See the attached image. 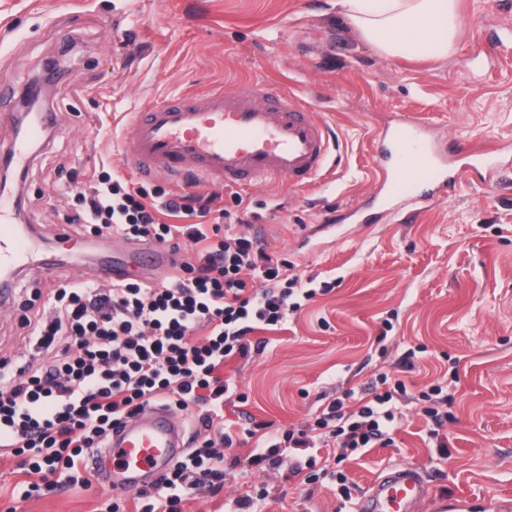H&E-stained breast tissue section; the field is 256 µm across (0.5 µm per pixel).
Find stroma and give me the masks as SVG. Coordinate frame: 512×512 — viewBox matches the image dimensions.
<instances>
[{
  "instance_id": "obj_1",
  "label": "stroma",
  "mask_w": 512,
  "mask_h": 512,
  "mask_svg": "<svg viewBox=\"0 0 512 512\" xmlns=\"http://www.w3.org/2000/svg\"><path fill=\"white\" fill-rule=\"evenodd\" d=\"M459 9L454 54L407 59L360 40L336 0H0V78L23 84L62 44L75 46V76L48 90L56 130L24 184L25 222L57 253L77 249L58 236L78 173L103 162L132 177L109 139L154 101L225 86L284 90L330 129L328 166L307 188L207 187L225 206L237 196L263 206L262 225L235 232L264 237L289 274L333 285L269 333L264 351L225 364L247 400L226 404L224 419L297 428L384 373L407 386L396 444L341 462L354 483L347 502L336 485L304 484L284 466L228 467L221 493L187 500L183 512H224L254 487L270 492L262 512H353L398 464L430 487L415 512L457 495L469 512H512V0H459ZM411 115L436 155L468 171L454 192L422 203L377 196L373 174L377 136ZM484 151L500 168L491 179L470 168ZM94 278L90 259L16 276L0 306V364L27 352L26 306L50 317L55 281ZM435 384L448 396L444 454L428 443L418 399ZM110 495L66 489L19 512H96Z\"/></svg>"
}]
</instances>
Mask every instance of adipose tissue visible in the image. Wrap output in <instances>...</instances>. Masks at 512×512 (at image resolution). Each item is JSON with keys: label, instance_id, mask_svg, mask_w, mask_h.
<instances>
[{"label": "adipose tissue", "instance_id": "adipose-tissue-1", "mask_svg": "<svg viewBox=\"0 0 512 512\" xmlns=\"http://www.w3.org/2000/svg\"><path fill=\"white\" fill-rule=\"evenodd\" d=\"M348 26L387 57L455 50L461 37L458 0H336Z\"/></svg>", "mask_w": 512, "mask_h": 512}]
</instances>
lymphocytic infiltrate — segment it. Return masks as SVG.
I'll return each mask as SVG.
<instances>
[{"mask_svg": "<svg viewBox=\"0 0 512 512\" xmlns=\"http://www.w3.org/2000/svg\"><path fill=\"white\" fill-rule=\"evenodd\" d=\"M69 220L85 235L103 233L168 245L174 272L160 282L127 278L111 286L61 284L51 289L55 314L34 322V355L17 376L0 374V449L19 460L20 494L65 487L91 489L90 454L112 430L147 406L184 412L193 428L189 453L149 488L133 492L135 512H182L194 494L219 495L224 466L275 469L284 453L297 477L316 469L349 495L342 471L320 464L330 446L365 455L396 443L403 382L379 375L378 389L349 408L333 399L313 424L262 434L248 460H225L234 438L224 405L238 398L226 361L246 358L258 330L281 329L317 291L283 272L266 243L226 229L229 210L198 188L170 193L108 171L87 173ZM194 246L181 257L180 243Z\"/></svg>", "mask_w": 512, "mask_h": 512, "instance_id": "obj_1", "label": "lymphocytic infiltrate"}]
</instances>
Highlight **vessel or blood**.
<instances>
[{
	"label": "vessel or blood",
	"instance_id": "b4317fda",
	"mask_svg": "<svg viewBox=\"0 0 512 512\" xmlns=\"http://www.w3.org/2000/svg\"><path fill=\"white\" fill-rule=\"evenodd\" d=\"M51 115L42 112L22 127L21 141L10 151L21 159L28 143L42 140ZM418 119L405 118L384 137V157L375 163L383 197L426 196L434 187H455L462 173L433 156L421 139ZM119 151L138 177L189 178L198 184L251 186L263 182L309 186L326 168L331 138L324 122L297 96L265 88L250 91L214 89L202 97L166 99L133 113ZM0 201V302L8 301L6 272L30 255L37 235L7 216ZM99 280L127 277L128 265L112 257L106 242L97 245ZM143 277L173 265L170 254L146 247L139 251ZM187 437L182 421L154 406L112 434L92 463L105 487L135 491L183 455ZM423 474L396 466L356 503V512H414L426 497Z\"/></svg>",
	"mask_w": 512,
	"mask_h": 512
}]
</instances>
